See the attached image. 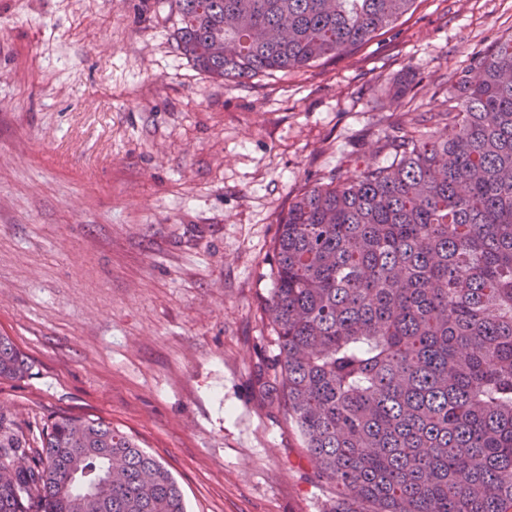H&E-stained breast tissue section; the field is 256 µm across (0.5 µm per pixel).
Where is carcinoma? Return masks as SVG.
I'll return each mask as SVG.
<instances>
[{
  "label": "carcinoma",
  "mask_w": 512,
  "mask_h": 512,
  "mask_svg": "<svg viewBox=\"0 0 512 512\" xmlns=\"http://www.w3.org/2000/svg\"><path fill=\"white\" fill-rule=\"evenodd\" d=\"M177 49L226 83L304 70L416 0H172ZM393 160L301 189L278 224L260 384L333 512H512V33L448 80ZM30 365L0 336V379ZM0 512H187L167 466L112 423L37 437L0 413Z\"/></svg>",
  "instance_id": "carcinoma-1"
}]
</instances>
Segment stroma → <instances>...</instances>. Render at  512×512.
<instances>
[{"mask_svg": "<svg viewBox=\"0 0 512 512\" xmlns=\"http://www.w3.org/2000/svg\"><path fill=\"white\" fill-rule=\"evenodd\" d=\"M0 0V335L28 358L0 413L29 435L112 422L159 457L187 512H332L256 381L260 307L298 190L438 112L512 32V0H417L368 45L241 85L181 55L169 0Z\"/></svg>", "mask_w": 512, "mask_h": 512, "instance_id": "obj_1", "label": "stroma"}]
</instances>
